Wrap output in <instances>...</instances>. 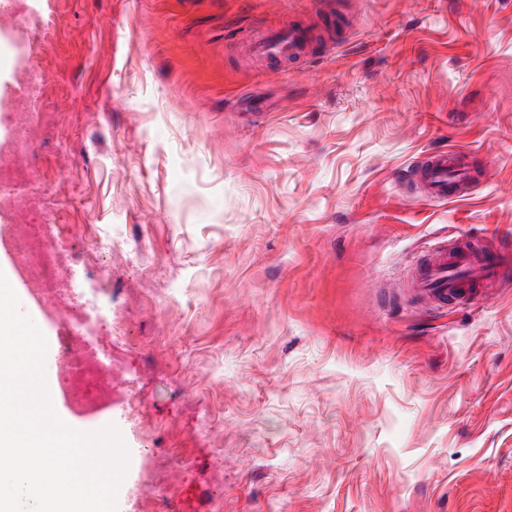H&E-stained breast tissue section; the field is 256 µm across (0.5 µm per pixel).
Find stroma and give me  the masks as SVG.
<instances>
[{
  "mask_svg": "<svg viewBox=\"0 0 512 512\" xmlns=\"http://www.w3.org/2000/svg\"><path fill=\"white\" fill-rule=\"evenodd\" d=\"M39 2L38 174L144 414L112 409L117 512L150 448L184 449V512H512V269L445 313L405 292L434 239L512 237V0ZM286 24L324 41L241 51ZM439 149L470 190L418 200L394 174ZM311 41V33L305 27L284 26L264 28L258 35L246 41L251 51L260 57L292 62L302 58Z\"/></svg>",
  "mask_w": 512,
  "mask_h": 512,
  "instance_id": "1",
  "label": "stroma"
}]
</instances>
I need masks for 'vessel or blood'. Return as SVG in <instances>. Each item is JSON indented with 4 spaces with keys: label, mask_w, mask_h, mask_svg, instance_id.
I'll return each mask as SVG.
<instances>
[{
    "label": "vessel or blood",
    "mask_w": 512,
    "mask_h": 512,
    "mask_svg": "<svg viewBox=\"0 0 512 512\" xmlns=\"http://www.w3.org/2000/svg\"><path fill=\"white\" fill-rule=\"evenodd\" d=\"M310 41L311 33L307 28L284 26L263 29L248 38L247 44L258 56L288 63L302 58ZM398 178L410 183L423 200L435 202L451 199L450 185L466 183L468 173L459 152L440 150L409 164L400 171ZM505 267V254L440 243L412 269L409 292L421 302L444 308L452 301L472 300L480 285L500 280ZM46 342L45 377L50 397L56 401L60 391L55 370L68 344L61 335L47 337Z\"/></svg>",
    "instance_id": "1"
}]
</instances>
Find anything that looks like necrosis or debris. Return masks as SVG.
<instances>
[{"label": "necrosis or debris", "instance_id": "1", "mask_svg": "<svg viewBox=\"0 0 512 512\" xmlns=\"http://www.w3.org/2000/svg\"><path fill=\"white\" fill-rule=\"evenodd\" d=\"M14 11L16 38L10 48L0 52V65L19 69L16 99L26 112L13 139L0 146V204L9 203L8 189L23 190L19 212L10 226L20 269L36 285L46 315L58 321L65 332L85 340L72 352L75 370L61 376L62 389L73 410L94 415L119 398L137 416L142 410L139 400L121 393L113 384V376L125 365L128 353L112 349L116 326L111 317L80 302L69 261L59 243L68 228L59 223L57 209L47 206V189L37 175L39 156L33 131L44 117L46 81L37 42L48 22L28 14L22 0H16Z\"/></svg>", "mask_w": 512, "mask_h": 512}]
</instances>
